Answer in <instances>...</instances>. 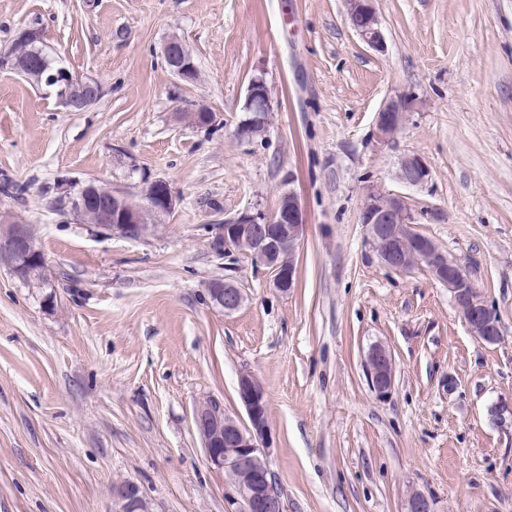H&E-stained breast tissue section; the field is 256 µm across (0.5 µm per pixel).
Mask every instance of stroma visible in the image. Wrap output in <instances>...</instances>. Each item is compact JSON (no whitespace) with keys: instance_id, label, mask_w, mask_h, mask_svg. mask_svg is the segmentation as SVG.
<instances>
[{"instance_id":"stroma-1","label":"stroma","mask_w":512,"mask_h":512,"mask_svg":"<svg viewBox=\"0 0 512 512\" xmlns=\"http://www.w3.org/2000/svg\"><path fill=\"white\" fill-rule=\"evenodd\" d=\"M385 48L366 45L345 0H0V50L39 28L56 65L105 96L82 112L53 87L0 72V217L35 227L55 281L0 271V512H113L135 482L153 512H235L193 423L212 398L246 421L237 392L253 373L271 413L270 468L285 512H512V0H375ZM198 70L178 82L171 38ZM268 87L263 137L239 138L246 88ZM413 102L393 141L373 136L389 99ZM207 106L197 128L183 112ZM430 177H397L405 153ZM135 194L166 180L179 198L148 239L93 235L48 204L58 177ZM293 191L305 233L297 283L278 293L250 259L216 257L212 215L274 212ZM406 196L415 231L466 266L504 336L468 331L421 268H384L359 222L370 191ZM231 278L232 314L206 286ZM395 360L378 397L364 367L374 343ZM207 295L212 307L227 315L237 311L245 301L241 289L227 279L209 282Z\"/></svg>"}]
</instances>
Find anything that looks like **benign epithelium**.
<instances>
[{
    "label": "benign epithelium",
    "mask_w": 512,
    "mask_h": 512,
    "mask_svg": "<svg viewBox=\"0 0 512 512\" xmlns=\"http://www.w3.org/2000/svg\"><path fill=\"white\" fill-rule=\"evenodd\" d=\"M348 18L359 37L370 47L380 49L384 37L379 27L373 0H347ZM162 56L178 79L191 82L198 71L192 57L177 40H167ZM1 68L10 69L30 82L45 80L58 86L61 106L71 112L83 111L94 105L104 94L103 84L91 76L74 79L64 67L52 68L44 63L36 69L29 63L0 61ZM244 110L253 113L247 127L265 132L270 98L265 83L251 79ZM410 101L399 96L388 100L377 112L375 127L381 143L392 140L406 124ZM183 119L196 127H207L215 121L209 108L187 112ZM429 168L421 156L405 155L399 164L398 179L411 186L428 181ZM62 208L76 221H83L94 202L100 197L108 203L98 211L97 220L89 224L97 236L145 240L158 229L156 224L142 223L143 212L153 216L170 215L177 206V197L169 183L161 178L147 183L138 202L122 190L94 182L83 183L65 177L58 181ZM366 242L386 268L406 273L413 269L411 260L422 263L431 277L448 288L453 302L473 336L485 344H495L502 336L499 318L488 306L469 271L456 259L442 251L430 238L411 228L413 218L406 197L374 191L368 196L360 216ZM209 247L218 257L236 253L243 255L272 275L277 291L288 294L296 287L295 256L303 240L305 219L297 196L281 194L272 214L250 208L233 217L205 226ZM0 268L19 281L36 288L54 287L51 271L44 254L37 247L32 225L11 220L0 231ZM212 307L226 315L237 311L244 303L241 289L227 279H215L207 285ZM365 367L377 396L385 397L394 386V358L382 343L370 346ZM237 395L248 422L240 423L210 398L201 399L193 407V421L202 441L207 464L224 474L233 488V499L240 504L239 512H283L282 494L271 472L267 454L271 435L270 405L266 392L250 372L240 373ZM114 512H152L151 503L142 488L126 482L113 489Z\"/></svg>",
    "instance_id": "1"
}]
</instances>
